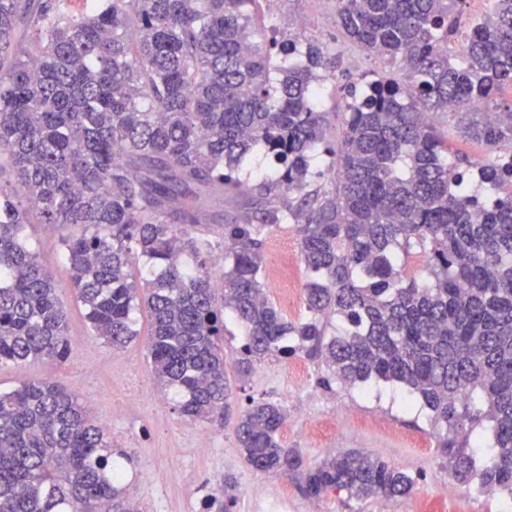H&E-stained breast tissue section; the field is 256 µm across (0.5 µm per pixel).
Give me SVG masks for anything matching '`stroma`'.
I'll use <instances>...</instances> for the list:
<instances>
[{
  "label": "stroma",
  "instance_id": "stroma-1",
  "mask_svg": "<svg viewBox=\"0 0 512 512\" xmlns=\"http://www.w3.org/2000/svg\"><path fill=\"white\" fill-rule=\"evenodd\" d=\"M277 12L297 16L304 22L301 39L322 44L336 60L333 77L321 83L319 111L328 115L326 138L341 140L345 102L341 86L351 80L361 84L383 74L397 80L404 72L394 63L378 58L350 43L336 25L334 0H278ZM431 125L448 142L452 151L477 164L490 158L484 144L465 137L460 117L454 113L433 112ZM27 232L43 266L62 284L58 299L69 319L71 353L65 362L32 360L21 365H0V390L13 388L22 379H49L73 389L80 399H91L90 411L99 421L110 420L112 440L128 448L135 471L129 494L139 499L144 512H198L207 485H223L225 476L237 483V500L232 512H260V498L287 497L288 512H307L310 499L282 477L255 471L244 460L238 447L233 423L217 426L190 422L179 413L174 398L162 395L152 373L146 347V311L136 314L139 334L122 348L105 344L90 331L84 308L72 288L66 287L67 270L57 232L46 224H31ZM270 244L264 249L265 282L272 300H279L276 289L280 267L288 269V286L294 291L289 318L306 313L304 288L308 274L300 261L298 240L291 227L271 229ZM302 363L306 377L292 385L289 371ZM126 369L144 402L118 417L112 413L114 397L112 370ZM328 368L319 361L299 354L285 359L271 358L255 364L246 378L231 376V414L245 409L250 400L280 402L288 417L283 438L289 447L302 449L308 464L319 463L332 448H354L386 460L416 481L406 498L356 501L346 493L323 494L320 512H412L423 497L444 503V512H503L504 494L489 495L477 481L458 480L448 468V460L437 446L428 411L406 406L407 391L396 384L369 383L346 386L332 383L324 387ZM350 408L351 417L332 424L335 412ZM181 445L172 454V445Z\"/></svg>",
  "mask_w": 512,
  "mask_h": 512
}]
</instances>
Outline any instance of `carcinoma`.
Instances as JSON below:
<instances>
[{
	"label": "carcinoma",
	"instance_id": "cac0c4a2",
	"mask_svg": "<svg viewBox=\"0 0 512 512\" xmlns=\"http://www.w3.org/2000/svg\"><path fill=\"white\" fill-rule=\"evenodd\" d=\"M69 2L0 0V364L70 351L61 283L26 235L29 224H54L67 286L95 335L125 346L145 305L155 374L181 392L183 416L227 417L230 317L244 330L241 374L301 351L343 384L406 387L463 481L474 462L459 429L491 423L480 485L512 495V156L473 171L427 119L460 114L491 151L512 142V102L498 101L512 85V0H490L458 62L448 44L461 0H336L347 39L405 69L402 83L346 87L336 147L314 106L323 48L290 34L255 40L278 28L258 16L259 0H92L81 15ZM255 151L274 159V173L210 234L203 201L243 196ZM327 175L334 188L323 191ZM288 224L309 273L297 321L268 295L263 268L268 231ZM413 249L426 257L425 279L399 268ZM216 252L220 288L201 273ZM140 263L151 275L141 288L131 274ZM332 316L346 321L344 335L326 337ZM475 390L482 413L464 402ZM285 420L281 405L252 400L236 438L250 466L305 497L413 490L406 472L356 450L307 465L281 441ZM127 459L66 386L22 380L0 392V512H129L113 478ZM236 488L224 478L202 512H231Z\"/></svg>",
	"mask_w": 512,
	"mask_h": 512
}]
</instances>
